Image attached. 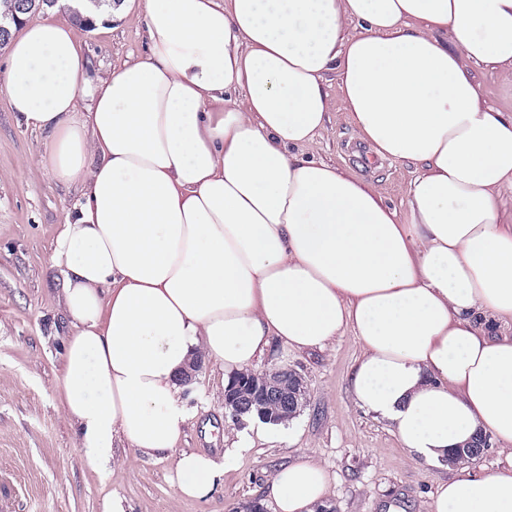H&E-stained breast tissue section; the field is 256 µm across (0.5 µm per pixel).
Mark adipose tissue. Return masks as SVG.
Returning <instances> with one entry per match:
<instances>
[{
  "label": "adipose tissue",
  "mask_w": 512,
  "mask_h": 512,
  "mask_svg": "<svg viewBox=\"0 0 512 512\" xmlns=\"http://www.w3.org/2000/svg\"><path fill=\"white\" fill-rule=\"evenodd\" d=\"M147 51L90 78L69 25L25 24L0 93L48 132L80 198L55 238L68 335L58 388L77 445L176 453L180 496L214 457L177 451V381L225 376L273 345L352 331L355 405L441 462L476 433L506 464L439 483L428 512H512V113L473 69L512 83V0H142ZM335 74L337 97L325 86ZM341 101L381 158L414 165L406 208L304 148ZM329 475L278 469L274 512H317Z\"/></svg>",
  "instance_id": "adipose-tissue-1"
}]
</instances>
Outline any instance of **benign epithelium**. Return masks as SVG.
Returning a JSON list of instances; mask_svg holds the SVG:
<instances>
[{"instance_id":"obj_1","label":"benign epithelium","mask_w":512,"mask_h":512,"mask_svg":"<svg viewBox=\"0 0 512 512\" xmlns=\"http://www.w3.org/2000/svg\"><path fill=\"white\" fill-rule=\"evenodd\" d=\"M250 376L245 383L247 391L233 385L224 392V407L231 410L235 420L254 412L262 420L273 422L276 415H284L288 409L307 403V383L292 367L281 365L252 372Z\"/></svg>"}]
</instances>
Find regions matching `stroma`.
<instances>
[{
  "label": "stroma",
  "instance_id": "35a3bbf8",
  "mask_svg": "<svg viewBox=\"0 0 512 512\" xmlns=\"http://www.w3.org/2000/svg\"><path fill=\"white\" fill-rule=\"evenodd\" d=\"M74 33L95 76L147 49L136 0L121 16ZM355 141L349 115L337 104L305 155L366 177L387 204L401 207L411 165L380 159L365 171L349 157ZM49 142L47 132L20 123L0 97V512H106L115 494L128 512H244L265 498L276 469L304 454L330 474L328 503L336 512H386L393 502L404 512H428L448 469L414 458L390 423L354 404L349 374L360 348L349 332L324 351L276 346L265 358L267 369L296 368L309 391L286 443L259 435L253 420H232L224 409L223 372L204 363L184 392L192 416L178 448L230 457L208 499L178 495L170 456L119 447L113 468L89 464L57 390L67 329L61 276L50 263L59 226L79 192L53 175ZM244 434L251 438L246 451L239 448Z\"/></svg>",
  "mask_w": 512,
  "mask_h": 512
}]
</instances>
